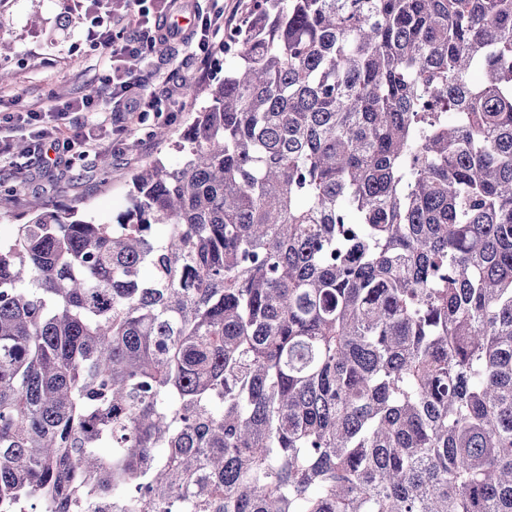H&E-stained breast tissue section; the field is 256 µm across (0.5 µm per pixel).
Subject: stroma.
<instances>
[{"label":"stroma","mask_w":512,"mask_h":512,"mask_svg":"<svg viewBox=\"0 0 512 512\" xmlns=\"http://www.w3.org/2000/svg\"><path fill=\"white\" fill-rule=\"evenodd\" d=\"M224 28L210 41L208 52L191 51L181 40L153 44L146 61L132 65L141 103L129 110L120 102L107 112H75V99L100 91L112 68V50L100 43L85 19L101 9L97 0H0V71L10 72L0 84V116L24 109L43 112L45 127L62 136L97 126L95 140L84 153L60 150L52 162L35 151L19 155L14 148L0 154V239L9 240L26 223L34 202L73 207L101 222H112L129 205L135 174L147 164L181 162L174 147L180 133L203 104L186 95L187 87L216 84L231 58L224 52L230 30L239 26L252 0H223ZM170 131L158 141L157 126ZM112 158L108 171L97 165Z\"/></svg>","instance_id":"obj_1"}]
</instances>
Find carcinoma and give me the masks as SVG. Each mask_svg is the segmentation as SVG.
<instances>
[{
	"label": "carcinoma",
	"mask_w": 512,
	"mask_h": 512,
	"mask_svg": "<svg viewBox=\"0 0 512 512\" xmlns=\"http://www.w3.org/2000/svg\"><path fill=\"white\" fill-rule=\"evenodd\" d=\"M112 223L0 242V512H512V0H254Z\"/></svg>",
	"instance_id": "cac0c4a2"
}]
</instances>
